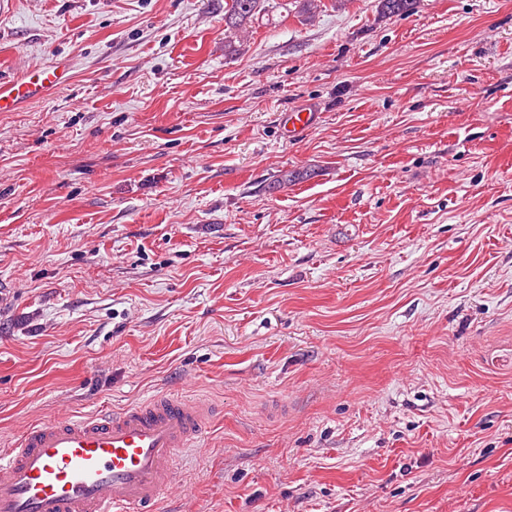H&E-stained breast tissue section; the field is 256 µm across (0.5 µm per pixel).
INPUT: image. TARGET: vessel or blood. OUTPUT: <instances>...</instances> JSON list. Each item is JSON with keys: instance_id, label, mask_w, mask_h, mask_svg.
Segmentation results:
<instances>
[{"instance_id": "1", "label": "vessel or blood", "mask_w": 512, "mask_h": 512, "mask_svg": "<svg viewBox=\"0 0 512 512\" xmlns=\"http://www.w3.org/2000/svg\"><path fill=\"white\" fill-rule=\"evenodd\" d=\"M66 75L60 65L0 82V112L44 96ZM316 117L309 107L284 113V135H300ZM210 417L202 402L157 394L112 414L34 425L0 450V512H156L178 458Z\"/></svg>"}]
</instances>
